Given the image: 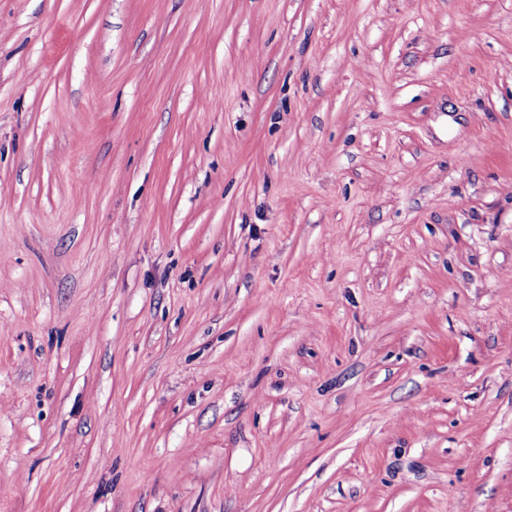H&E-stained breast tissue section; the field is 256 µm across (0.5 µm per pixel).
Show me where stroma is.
<instances>
[{
  "mask_svg": "<svg viewBox=\"0 0 512 512\" xmlns=\"http://www.w3.org/2000/svg\"><path fill=\"white\" fill-rule=\"evenodd\" d=\"M0 512H512V0H0Z\"/></svg>",
  "mask_w": 512,
  "mask_h": 512,
  "instance_id": "35a3bbf8",
  "label": "stroma"
}]
</instances>
